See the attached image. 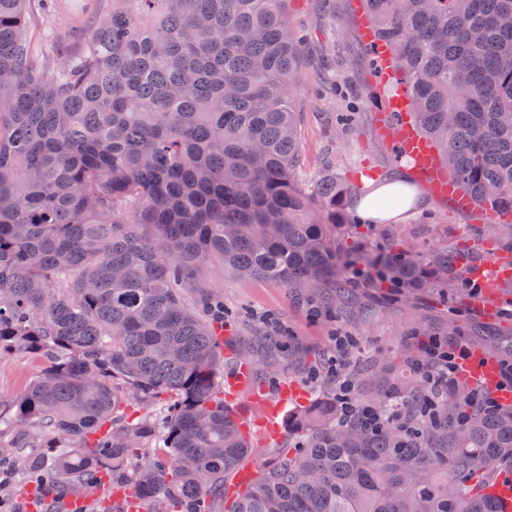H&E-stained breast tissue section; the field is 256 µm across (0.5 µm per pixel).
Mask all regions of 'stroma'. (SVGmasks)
<instances>
[{"label": "stroma", "instance_id": "stroma-1", "mask_svg": "<svg viewBox=\"0 0 512 512\" xmlns=\"http://www.w3.org/2000/svg\"><path fill=\"white\" fill-rule=\"evenodd\" d=\"M353 2L292 0L290 20L308 39V61L294 98L302 149L298 183L308 193L326 180L347 183L365 162L388 176L396 171L388 145L374 128L375 109L365 97L374 76L361 51ZM359 196L353 188L344 199L348 222L341 227L339 243L349 249L401 244L425 256L476 237L482 226L480 217L464 216L435 202L409 210L396 224H366L356 213ZM202 276L224 298L225 337L252 345L262 335L266 318L274 317L280 320L284 336L305 350L307 360L333 350L337 322L314 316L306 298L276 282L239 277L218 263L207 265ZM382 294L375 284L361 293L347 327L366 355L392 356L418 346L436 326L451 321L467 325L485 318L478 287L464 306L438 287L425 290L412 305L396 308L384 306ZM42 367V357L32 352L0 355V410H13Z\"/></svg>", "mask_w": 512, "mask_h": 512}]
</instances>
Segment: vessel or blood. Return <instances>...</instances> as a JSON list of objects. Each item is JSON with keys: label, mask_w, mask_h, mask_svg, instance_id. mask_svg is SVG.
Wrapping results in <instances>:
<instances>
[{"label": "vessel or blood", "mask_w": 512, "mask_h": 512, "mask_svg": "<svg viewBox=\"0 0 512 512\" xmlns=\"http://www.w3.org/2000/svg\"><path fill=\"white\" fill-rule=\"evenodd\" d=\"M409 103L410 93L403 90L381 104L374 116L378 134L392 143L397 155L412 163L414 173L435 200L452 202L461 210L469 209L468 200L460 195L447 171L435 161L428 142L418 134L409 114ZM465 374L469 378L497 387L499 366L494 358L476 351L466 364ZM295 392V385L288 383L279 385L277 392H270L257 379L254 369L244 363L239 364L224 382V396L227 401L231 402L245 395L249 398L250 406L256 407V414L247 413L243 416L247 426L260 427L270 436L279 435L284 405L289 395Z\"/></svg>", "instance_id": "vessel-or-blood-1"}]
</instances>
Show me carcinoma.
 I'll list each match as a JSON object with an SVG mask.
<instances>
[{
	"instance_id": "1",
	"label": "carcinoma",
	"mask_w": 512,
	"mask_h": 512,
	"mask_svg": "<svg viewBox=\"0 0 512 512\" xmlns=\"http://www.w3.org/2000/svg\"><path fill=\"white\" fill-rule=\"evenodd\" d=\"M399 64L416 127L512 249V0H363ZM289 0H107L105 16L39 53L26 0H0V353L47 361L0 416V499L26 512H498L482 486L512 468V405L467 384L435 388L411 349L370 356L288 411V444L235 496L249 442L224 405V299L200 279L220 262L352 304L350 262L399 298L437 283L458 299L461 255L343 251L344 188L297 184L292 99L305 58ZM193 293L195 303L185 295ZM283 353L257 338L254 369ZM141 398L152 413L131 418Z\"/></svg>"
}]
</instances>
